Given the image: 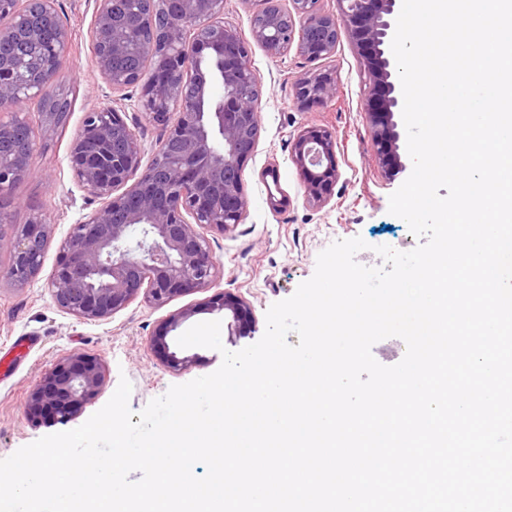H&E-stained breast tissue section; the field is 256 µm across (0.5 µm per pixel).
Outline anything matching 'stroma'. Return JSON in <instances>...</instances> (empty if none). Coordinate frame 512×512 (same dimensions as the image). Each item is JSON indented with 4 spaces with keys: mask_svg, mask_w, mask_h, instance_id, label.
<instances>
[{
    "mask_svg": "<svg viewBox=\"0 0 512 512\" xmlns=\"http://www.w3.org/2000/svg\"><path fill=\"white\" fill-rule=\"evenodd\" d=\"M56 8L71 33L68 61L59 83L70 112L65 125L55 129L40 127L36 110L27 112L40 138L34 160L37 173L16 187L8 207L16 224L27 223L37 213L51 218L54 234L44 254L45 271L56 264L73 225L101 205L77 182L70 158L85 112L109 105L128 124L136 125L146 164L165 133L164 126L142 116L140 96L150 73H143L139 84L115 92L95 67L94 0H56ZM249 58L262 99L259 136L242 167L248 209L242 223L230 231H203L217 262L209 288L174 297L162 306L139 297L106 320L86 322L55 305L44 275L22 286L9 280L5 275L9 253L0 249V358L12 362L10 374L0 375V460L42 436L82 425L106 404L120 379L130 381L129 406L138 412L171 386L213 373L222 363V350L237 351L260 340L269 307L293 295L299 284L313 276L318 254L334 241L361 237L367 247L356 259L369 267L382 263L376 247L408 251L417 246L406 222L389 211V197L409 177L412 160L409 154H402L403 169L391 174L378 159L367 114L365 61L350 33H341L335 53L327 58L311 59L294 47L273 57L257 44L252 45ZM325 71L337 77L335 98L299 108L294 101L295 82ZM307 126L330 130L336 141L339 178L328 203L322 206L307 201L290 160V137ZM274 196L285 198V206L273 209L270 199ZM226 291L250 304L251 326L234 327L230 316L209 308V299ZM186 306L196 310L193 323L220 321L223 348H182L177 343L179 331H172L167 337L171 352L191 360L187 368L177 371L155 352L151 338L171 312ZM74 352L102 362L106 380L100 392L65 423L28 413L29 396L44 374Z\"/></svg>",
    "mask_w": 512,
    "mask_h": 512,
    "instance_id": "35a3bbf8",
    "label": "stroma"
}]
</instances>
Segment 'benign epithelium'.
<instances>
[{
	"mask_svg": "<svg viewBox=\"0 0 512 512\" xmlns=\"http://www.w3.org/2000/svg\"><path fill=\"white\" fill-rule=\"evenodd\" d=\"M292 8L272 5L263 23L252 26L253 39L272 56L292 45L311 58L333 54L341 28L356 45L369 43L366 89L373 142L382 163L395 171L402 166L400 132L395 115L402 112L401 86L392 79L396 61L391 41L400 0H337L338 14H326L319 0H290ZM133 0H94L92 31L97 69L114 91L135 85L139 76L121 64L131 56L127 38L129 5ZM32 0H0V45L34 39ZM143 37L136 56L157 63L156 76L142 88L146 117L166 127L152 161L142 165L140 148L129 126L111 107L85 114L82 130L72 144L74 175L84 190L104 204L74 225L61 246L62 258L46 277L56 306L86 321H100L124 308L138 295L164 305L186 292L207 288L217 264L208 240L196 227L223 233L241 223L248 208L242 161L252 153L259 130L261 92L249 60V43L224 26V0H153L152 7L135 15ZM57 46L48 57L35 58L41 73L30 87L46 123L57 113L47 110L69 52L63 24L55 32ZM216 56L221 69L223 98L212 101V77L205 57ZM336 75L323 72L300 78L294 97L300 106L336 96ZM19 103V89L0 83V112ZM178 120L167 126V116ZM336 142L330 133L303 128L292 139L291 160L299 170L306 198L327 202L339 173ZM39 142L29 127L22 147L12 155L0 151V200L35 174ZM192 221H187L186 216ZM53 224L36 215L22 226L0 207V244L7 245L11 264L5 275L17 284L36 278L52 238ZM215 310L231 314L233 322L252 319L240 297L225 293L211 302ZM195 314L182 308L166 320V332L153 338L172 368L186 367L187 358L169 351L167 333ZM105 382L101 363L73 353L61 358L30 395L27 409L51 408L61 421L73 417Z\"/></svg>",
	"mask_w": 512,
	"mask_h": 512,
	"instance_id": "1",
	"label": "benign epithelium"
}]
</instances>
